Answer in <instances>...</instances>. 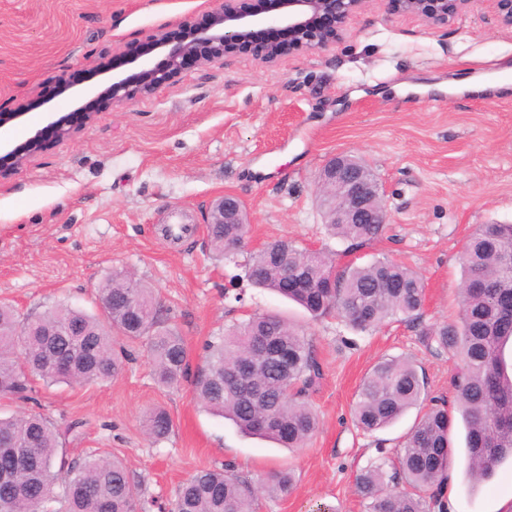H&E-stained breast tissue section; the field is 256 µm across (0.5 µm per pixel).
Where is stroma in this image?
<instances>
[{
	"instance_id": "1",
	"label": "stroma",
	"mask_w": 512,
	"mask_h": 512,
	"mask_svg": "<svg viewBox=\"0 0 512 512\" xmlns=\"http://www.w3.org/2000/svg\"><path fill=\"white\" fill-rule=\"evenodd\" d=\"M218 0H0V102L30 104L11 131L20 143L49 115L87 100L85 87L46 100L59 78L93 72L113 49L137 50L148 35L204 19ZM345 38L326 48L281 54L272 64L238 52L192 66L123 111L100 110L73 138L48 141L29 165L0 181V301L38 316L63 304L98 312V289L128 271L154 289L192 358L209 337L256 313H277L315 346L322 378L311 394L320 427L302 448L241 434L193 398L190 382L155 380L144 345L126 342L121 373L99 385L35 382L32 399H0V417L44 414L69 458L95 450L124 462L144 484L137 512H167L177 486L198 470L232 463L251 478L292 468L283 498H259L254 512H368L357 472L377 443L399 447L419 411L372 436L351 409L367 372L383 358L407 357L427 392L450 396L456 360L430 347L428 329L458 319L459 257L481 224H512V93L473 96L432 90L399 95L402 83L428 84L490 74L512 65V29L488 5L453 24L428 28L371 0L351 17ZM340 152L364 158L384 190L385 233L349 250L330 235L317 180ZM248 211L247 246L233 260L207 245L206 218L224 194ZM186 225L182 237L165 229ZM285 239L338 265L388 256L424 280L420 322L392 321L360 333L330 316L311 320L295 303L254 287L251 251ZM166 409L173 429L154 440L145 419ZM447 512H499L512 496V460L479 488L464 480L465 429L456 424Z\"/></svg>"
}]
</instances>
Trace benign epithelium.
I'll use <instances>...</instances> for the list:
<instances>
[{"label": "benign epithelium", "instance_id": "obj_1", "mask_svg": "<svg viewBox=\"0 0 512 512\" xmlns=\"http://www.w3.org/2000/svg\"><path fill=\"white\" fill-rule=\"evenodd\" d=\"M481 0H387L395 13L411 16L429 27L448 25L470 12ZM499 24L512 29V0H486ZM367 0H280L273 15L245 12L239 0H222L208 15V24L198 25L191 19L181 22L183 37L171 41L168 32L159 29L151 37L153 50H164L163 65L153 63L151 53L130 59L139 70L130 78H122L96 93L103 108L124 109L138 96L151 95L180 73L186 62L198 65L217 63L224 55L237 51L247 37L264 29H285L292 33L296 51L323 49L344 38L348 20L362 11ZM26 116L23 105L15 111L0 113V180L34 159L45 147L46 133L56 140L72 136L94 120L96 113L83 112L78 122L67 117H51L48 123L21 144L9 138V125ZM321 187H332L338 203L336 218L351 224H386L385 207L377 204L380 187L371 181L367 171L344 160V154L332 157L323 169ZM241 204L232 195H224L212 208L208 223L239 224Z\"/></svg>", "mask_w": 512, "mask_h": 512}]
</instances>
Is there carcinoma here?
<instances>
[{
	"label": "carcinoma",
	"mask_w": 512,
	"mask_h": 512,
	"mask_svg": "<svg viewBox=\"0 0 512 512\" xmlns=\"http://www.w3.org/2000/svg\"><path fill=\"white\" fill-rule=\"evenodd\" d=\"M331 235L359 248L379 237L383 224H336L333 200L319 197ZM243 224H210L209 248L231 255ZM288 267L308 275L315 287H288ZM461 315L452 324L426 333L428 344L456 357L453 410L443 398L430 404L391 454L360 469L357 492L369 512H447L445 492L453 456L450 434L454 414L465 425L467 483L490 480L512 458V310L496 303L512 294V224H482L461 255ZM248 279L302 306L312 317L335 314L352 329L375 330L391 320H416L423 307L419 274L388 258L336 271L332 260L310 254L286 240H274L255 252ZM112 298L104 318L58 306L37 317L21 318L0 303V397L25 399L35 378L58 382L102 383L123 368L124 350L115 336L145 342L157 383H181L190 367L183 336L167 323L154 290L115 274L100 290ZM204 366L195 384L201 406L231 421L242 433L285 448H301L318 430L309 395L321 379L313 344L286 319L260 314L205 342ZM424 378L405 358L379 361L363 379L353 420L366 434L382 430L421 403ZM148 434L167 437L173 422L164 409L146 418ZM53 423L41 414L0 418V512H136L142 484L117 459L97 454L70 461ZM294 485L288 469L249 480L227 465L201 470L177 489L178 512H253L262 495L286 496Z\"/></svg>",
	"instance_id": "1"
}]
</instances>
